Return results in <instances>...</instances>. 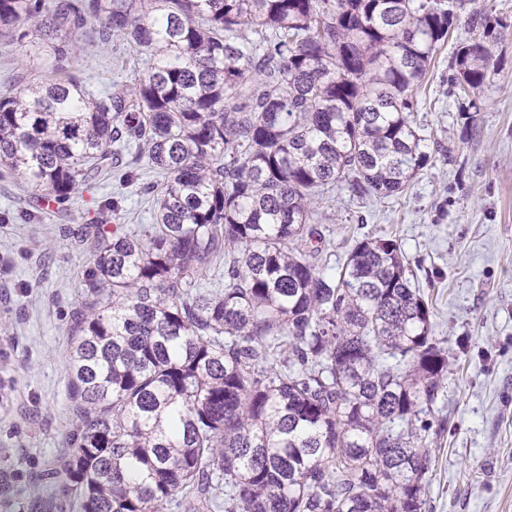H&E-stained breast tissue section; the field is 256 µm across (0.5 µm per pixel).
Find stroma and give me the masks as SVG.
Returning <instances> with one entry per match:
<instances>
[{
  "instance_id": "1",
  "label": "stroma",
  "mask_w": 512,
  "mask_h": 512,
  "mask_svg": "<svg viewBox=\"0 0 512 512\" xmlns=\"http://www.w3.org/2000/svg\"><path fill=\"white\" fill-rule=\"evenodd\" d=\"M491 6L505 26L491 46L498 63L474 99V128L458 117L448 92L457 47L449 38L418 88L415 119L434 164L397 197L359 198L337 191L319 226L335 261L355 238L395 240L434 310L435 334L448 350V372L426 420L432 463L425 512H512V0H467ZM78 53L51 51L43 32L24 50L0 43V86L17 74L49 79L79 75L88 89L132 84L144 64L97 28L75 31ZM162 174L143 168L127 188L119 169L80 190L60 223L53 202L0 176V512H43L42 477L69 448L73 422L63 365L70 313L80 297L90 253L79 237L99 201L122 197L113 223L132 232L153 221L146 184Z\"/></svg>"
}]
</instances>
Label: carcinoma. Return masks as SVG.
Masks as SVG:
<instances>
[{"label":"carcinoma","instance_id":"1","mask_svg":"<svg viewBox=\"0 0 512 512\" xmlns=\"http://www.w3.org/2000/svg\"><path fill=\"white\" fill-rule=\"evenodd\" d=\"M88 23L146 71L102 95L71 74L0 90V165L63 216L104 168L165 178L155 223L107 234L114 197L86 225L56 512H423L448 350L397 242L334 266L318 208L399 196L433 165L414 94L460 26L455 90H482L498 19L448 0H0L15 45Z\"/></svg>","mask_w":512,"mask_h":512}]
</instances>
